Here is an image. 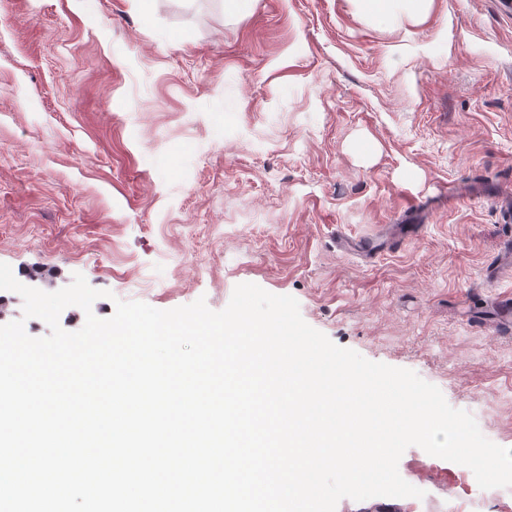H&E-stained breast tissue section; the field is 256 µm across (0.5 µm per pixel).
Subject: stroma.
Listing matches in <instances>:
<instances>
[{
  "label": "stroma",
  "instance_id": "35a3bbf8",
  "mask_svg": "<svg viewBox=\"0 0 512 512\" xmlns=\"http://www.w3.org/2000/svg\"><path fill=\"white\" fill-rule=\"evenodd\" d=\"M510 192L512 0L390 25L353 0H0V263L47 292L83 274L97 317L253 283L512 448ZM398 469L423 498L336 512L481 492L417 446Z\"/></svg>",
  "mask_w": 512,
  "mask_h": 512
}]
</instances>
